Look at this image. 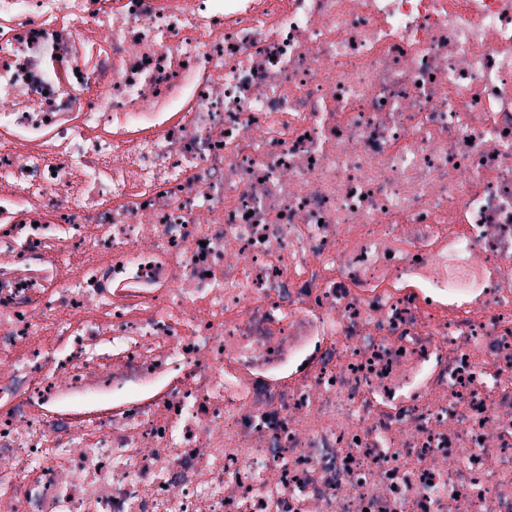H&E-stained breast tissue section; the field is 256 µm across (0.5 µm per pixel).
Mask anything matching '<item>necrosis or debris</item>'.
I'll use <instances>...</instances> for the list:
<instances>
[{"mask_svg": "<svg viewBox=\"0 0 512 512\" xmlns=\"http://www.w3.org/2000/svg\"><path fill=\"white\" fill-rule=\"evenodd\" d=\"M0 512H512V0H0Z\"/></svg>", "mask_w": 512, "mask_h": 512, "instance_id": "obj_1", "label": "necrosis or debris"}]
</instances>
